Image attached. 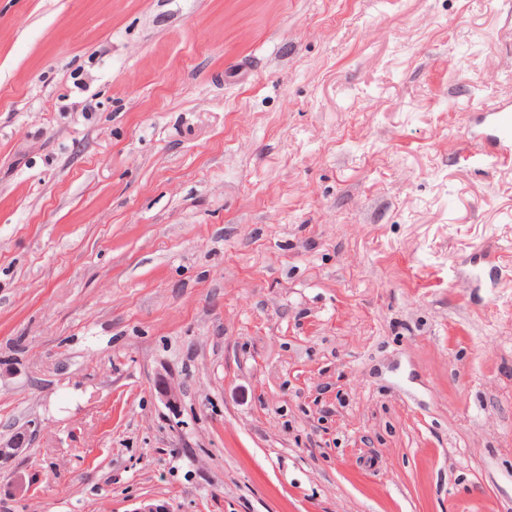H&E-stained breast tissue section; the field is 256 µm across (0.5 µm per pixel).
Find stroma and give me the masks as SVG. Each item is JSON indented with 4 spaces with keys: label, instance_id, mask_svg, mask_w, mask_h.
Instances as JSON below:
<instances>
[{
    "label": "stroma",
    "instance_id": "35a3bbf8",
    "mask_svg": "<svg viewBox=\"0 0 512 512\" xmlns=\"http://www.w3.org/2000/svg\"><path fill=\"white\" fill-rule=\"evenodd\" d=\"M508 98L512 0H0V512H512ZM480 132L469 133L470 145L490 150L495 155V167L512 166V99L499 101L480 112L475 120ZM31 428H33L31 430ZM35 425H28L21 431L16 432L6 441L0 439V460L16 457L28 448L32 437L36 434Z\"/></svg>",
    "mask_w": 512,
    "mask_h": 512
}]
</instances>
